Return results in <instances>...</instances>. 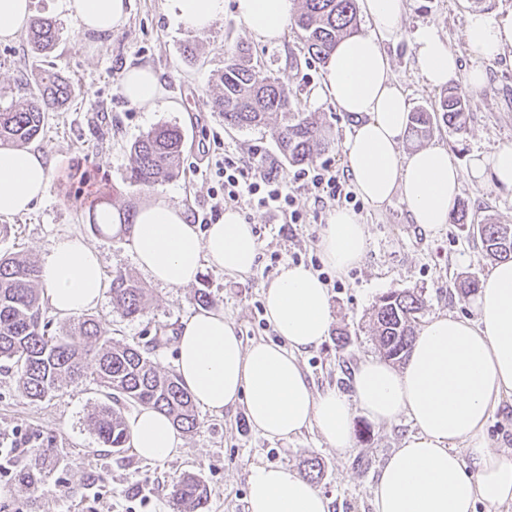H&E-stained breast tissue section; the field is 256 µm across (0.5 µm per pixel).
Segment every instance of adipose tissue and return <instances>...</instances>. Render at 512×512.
Returning a JSON list of instances; mask_svg holds the SVG:
<instances>
[{
    "instance_id": "ef3b65f1",
    "label": "adipose tissue",
    "mask_w": 512,
    "mask_h": 512,
    "mask_svg": "<svg viewBox=\"0 0 512 512\" xmlns=\"http://www.w3.org/2000/svg\"><path fill=\"white\" fill-rule=\"evenodd\" d=\"M130 0H65L79 31L108 34L125 24ZM176 23L203 31L224 12V0H168ZM373 27L342 39L331 53L323 96L355 119L343 143L356 193L382 207L393 195L406 202L412 223L437 231L448 224L462 174L447 148L401 151L409 115L405 94L391 77L384 42L402 28L404 0H361ZM249 31L279 40L292 0H236ZM471 57L492 60L512 47V13L492 18L471 14L465 28ZM415 62L427 82L441 87L457 79L454 53L436 30L414 34ZM124 98L154 110L164 99L157 74L131 66L121 81ZM51 168L32 146L0 147V216L28 212L49 187ZM113 234L129 233L139 268L166 288L195 283L204 269L228 275L251 272L258 243L252 225L233 210L221 221L189 223L181 206L157 198L143 204L132 228L120 222ZM367 229L350 210L331 215L318 243L323 263L337 273L358 266ZM43 298L61 317L96 308L106 288L102 258L79 235L59 238L41 265ZM265 316L278 342L243 345L222 311L202 310L178 332L176 369L194 400L213 414L244 408L251 427L272 439H291L316 429L338 451L352 445L351 418L392 425L407 419L412 432L379 469L374 512H497L512 503V457L490 448L486 424L502 399L512 398V260L496 263L474 294L472 315L442 313L417 334L402 367L368 357L353 368L351 391H316L299 358L318 347L333 321L328 290L302 264L284 265L264 293ZM135 452L151 462L172 459L182 446L179 431L163 413L143 408L130 423ZM247 512H330L329 501L304 476L280 466L253 465Z\"/></svg>"
}]
</instances>
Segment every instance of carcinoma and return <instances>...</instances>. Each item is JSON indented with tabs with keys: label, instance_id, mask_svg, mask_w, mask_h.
Wrapping results in <instances>:
<instances>
[{
	"label": "carcinoma",
	"instance_id": "obj_1",
	"mask_svg": "<svg viewBox=\"0 0 512 512\" xmlns=\"http://www.w3.org/2000/svg\"><path fill=\"white\" fill-rule=\"evenodd\" d=\"M295 26L309 59L324 63L336 43L359 33L356 0H301ZM59 39L57 23L35 18L26 30V41L35 54H45ZM221 94L212 107L224 124L236 128L271 126L282 156L291 165L313 159L314 151L327 145L322 124L313 112L296 107V95L278 78L252 62L246 49H235L224 61ZM19 83L28 93L14 108L0 112V146H21L35 140L48 118L72 95L69 84L51 71H43L34 85L25 76ZM468 100L455 90L446 92L433 109L410 112L408 133L417 141L427 138L443 123L454 131L466 124ZM184 138L180 128L160 125L130 145L131 166L126 180L133 186H152L180 173ZM487 253L495 259H512V225L487 221L477 225ZM40 266L25 254L0 256V361L16 368L24 395L40 401L64 381L87 380L98 387L106 401L97 406L90 422L98 440L114 453L130 443V429L120 406L132 403L164 413L187 433L199 426L196 404L173 371L159 370L149 357V344L120 343L112 329L92 315L68 319L61 333L50 335L40 303ZM112 304L126 319L137 318L145 308L147 289L133 276L117 270L109 279ZM422 295L410 290L380 298L371 319L376 341L385 358L408 356L416 336V314ZM176 512H205L208 491L192 474L172 485Z\"/></svg>",
	"mask_w": 512,
	"mask_h": 512
}]
</instances>
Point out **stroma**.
Returning <instances> with one entry per match:
<instances>
[{
	"label": "stroma",
	"instance_id": "stroma-1",
	"mask_svg": "<svg viewBox=\"0 0 512 512\" xmlns=\"http://www.w3.org/2000/svg\"><path fill=\"white\" fill-rule=\"evenodd\" d=\"M33 9L35 15L57 22L59 40L46 55L33 54L22 38L0 42V111L24 98L26 91L17 80L21 73L32 81L43 70H52L74 93L49 114L34 142L51 166L48 191L30 212L7 218L9 231L0 234V254L21 252L41 262L56 239L78 234L100 252L105 273L122 270L138 278L142 272L128 237L95 229L79 195L94 193L104 208L126 215L136 214L157 196L184 206L191 215L206 211L220 190L209 174L211 156L205 151L216 140L234 161L246 163L259 156L267 168L293 179L299 169L282 157L269 129L225 126L212 108L224 60L239 46L247 47L265 70L296 91L302 111L316 113L329 128L331 143L315 155L313 166L332 165L346 172L342 144L352 131V120L321 96L324 67L309 63L294 27H286L278 41L259 39L248 31L235 0H224L223 15L202 33L176 26L166 0H130L127 23L104 36L77 32L64 0H33ZM511 11L512 0H405L402 32L396 41L385 43L384 51L410 107L435 105L444 93L415 68L414 34L423 26L433 27L456 54L460 76L453 86L470 99L463 130L441 125L429 138L446 147L465 174L458 200L466 206L467 223H449L435 232L418 228L397 196L379 209L359 205L357 215L368 232L363 261L342 276L325 270L332 334L301 358L315 390L349 392L352 368L362 358L377 355L369 320L384 294L405 289L422 293L425 305L416 318L420 327L439 313L471 314V298L457 285L465 276H484L494 264L475 227L488 218L512 224V188L468 175L473 159L512 144V48L485 62V85L470 88L465 76L473 62L464 29L472 13L496 17ZM189 44L196 45V57L186 55ZM129 65L155 69L172 107L146 112L130 104L120 92ZM161 124L177 126L184 135L181 174L151 187L129 185L130 144ZM296 205L310 216V223L285 224L256 204H235L258 243L249 275L208 269L197 283L184 288L152 282L146 308L137 319L123 318L108 295L94 316L110 324L114 340L134 344L157 339L149 357L162 371L175 368L173 333L182 319L199 312L195 295L201 288L211 293L214 309L223 311L244 343L277 341L264 316L263 292L287 263L296 260L312 268L320 264L317 243L331 215L330 209L315 205L304 187L297 192ZM339 331L348 335L342 349L336 346ZM102 400L96 386L85 381L64 383L51 397L34 402L20 392L14 370L0 368V435L16 440L18 468L36 466L47 475L45 486L38 489L0 477V512H172L171 486L188 472L201 477L209 489L206 512H246L252 465H279L299 474L311 457L322 465L316 485L329 498L331 512H372L374 478L411 431L408 422L378 426L357 412L351 420L352 446L341 452L325 445L314 430L288 441L269 439L251 428L243 410L220 416L202 409L198 429L183 436L181 453L165 462H149L133 449L117 454L98 441L89 417Z\"/></svg>",
	"mask_w": 512,
	"mask_h": 512
}]
</instances>
